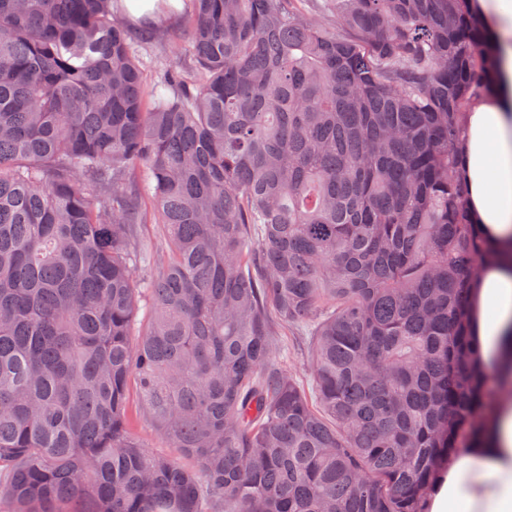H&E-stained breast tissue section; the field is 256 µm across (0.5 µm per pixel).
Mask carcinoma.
<instances>
[{"label": "carcinoma", "mask_w": 512, "mask_h": 512, "mask_svg": "<svg viewBox=\"0 0 512 512\" xmlns=\"http://www.w3.org/2000/svg\"><path fill=\"white\" fill-rule=\"evenodd\" d=\"M113 2L0 0V498L427 512L498 397L458 177L490 33L469 0H193L195 76L148 89ZM142 197L165 247L138 281ZM133 380L173 454L134 435ZM279 333L276 336L279 341V354L283 357L288 368L296 374L306 388L310 389V375L307 368V342L296 336L287 326H275Z\"/></svg>", "instance_id": "cac0c4a2"}]
</instances>
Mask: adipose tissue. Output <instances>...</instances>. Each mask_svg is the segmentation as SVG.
Here are the masks:
<instances>
[{
	"label": "adipose tissue",
	"mask_w": 512,
	"mask_h": 512,
	"mask_svg": "<svg viewBox=\"0 0 512 512\" xmlns=\"http://www.w3.org/2000/svg\"><path fill=\"white\" fill-rule=\"evenodd\" d=\"M494 37L493 90L464 121L461 173L471 216L497 257L471 291L474 346L501 394L476 447L463 449L429 496L428 512H512V0H475Z\"/></svg>",
	"instance_id": "adipose-tissue-1"
}]
</instances>
